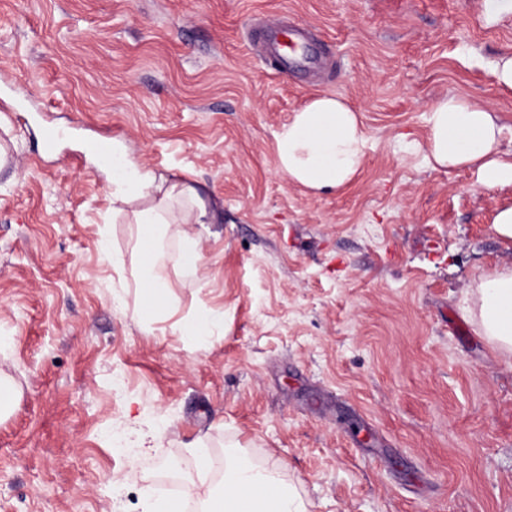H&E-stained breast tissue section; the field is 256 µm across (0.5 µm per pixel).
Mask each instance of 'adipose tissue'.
I'll return each mask as SVG.
<instances>
[{
    "instance_id": "adipose-tissue-1",
    "label": "adipose tissue",
    "mask_w": 512,
    "mask_h": 512,
    "mask_svg": "<svg viewBox=\"0 0 512 512\" xmlns=\"http://www.w3.org/2000/svg\"><path fill=\"white\" fill-rule=\"evenodd\" d=\"M429 161L438 168L474 170L483 186L512 184V160L503 159L505 127L493 112L457 95L432 102ZM365 139L355 109L341 97L327 94L309 100L276 138L277 163L288 178L315 192L342 189L359 171ZM112 200L126 205L124 218L137 225L145 248L135 279L137 289L161 297L162 316L173 310L165 298L170 284L161 268L163 247L177 240L178 274L201 279L204 267L201 225L213 212L199 190L176 177L156 175L135 163L120 142L112 144ZM469 315L482 336L500 352L512 355V266L480 276L472 291ZM203 512H308L297 489L277 466L232 461L224 466L221 488L209 481L210 457L196 453Z\"/></svg>"
}]
</instances>
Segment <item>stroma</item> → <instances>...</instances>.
<instances>
[{"label":"stroma","instance_id":"obj_1","mask_svg":"<svg viewBox=\"0 0 512 512\" xmlns=\"http://www.w3.org/2000/svg\"><path fill=\"white\" fill-rule=\"evenodd\" d=\"M478 0H0V512H142L157 467L192 484L197 442L278 466L308 512H512V356L465 312L512 265L491 230L512 185L428 162L427 107L457 94L512 128V16ZM285 18L321 54L284 73L255 45ZM332 93L364 163L340 192L279 171L276 136ZM68 130L42 154L46 127ZM194 183L207 287L165 272L174 318L134 286L144 247L112 213L92 141ZM223 310L199 345L181 318ZM135 429L161 447L130 448ZM481 13L487 24H495L512 14L511 0H481ZM487 69L494 84L512 89V54H503L492 60Z\"/></svg>","mask_w":512,"mask_h":512}]
</instances>
